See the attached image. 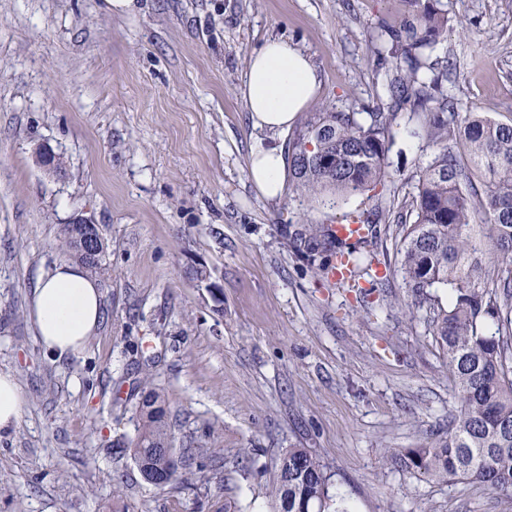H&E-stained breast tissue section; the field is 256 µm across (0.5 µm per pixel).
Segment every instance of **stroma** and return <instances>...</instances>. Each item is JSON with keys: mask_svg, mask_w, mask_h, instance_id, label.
<instances>
[{"mask_svg": "<svg viewBox=\"0 0 512 512\" xmlns=\"http://www.w3.org/2000/svg\"><path fill=\"white\" fill-rule=\"evenodd\" d=\"M448 92L512 119V0H441ZM409 0H0V374L18 384V424L0 432V512H271L283 454L311 449L351 512H512L479 483L401 468L442 439L459 403L424 309L374 251L383 286L344 288L291 242L304 224L370 208L366 196L276 199L248 180L254 129L242 98L266 38L309 55L313 112L385 104L381 26ZM399 111L387 156L411 196L433 149ZM48 146L64 176L42 168ZM108 244L103 321L75 354L42 347L28 315L40 278L68 254L73 219ZM201 263L209 282L189 275ZM163 390L188 480L146 484L126 444L136 406Z\"/></svg>", "mask_w": 512, "mask_h": 512, "instance_id": "35a3bbf8", "label": "stroma"}]
</instances>
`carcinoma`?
<instances>
[{
  "mask_svg": "<svg viewBox=\"0 0 512 512\" xmlns=\"http://www.w3.org/2000/svg\"><path fill=\"white\" fill-rule=\"evenodd\" d=\"M416 10L397 29L381 31L394 63L387 84L391 111L310 112L288 141V169L295 190L314 195L369 193L370 209L347 217L367 227L361 246L333 238L328 227L305 225L296 249L315 260L319 250L351 263L350 288L377 277L370 247L378 226L395 224L403 284L426 307L427 325L448 360L461 403L448 438L411 448L400 466L442 480L482 484L512 496V121L469 112L448 96V69L432 59L448 29L440 0H414ZM417 112L422 137L434 152L420 171L417 191L398 202L383 196L386 158L397 110ZM88 229L67 224L70 256L92 274L105 272V245L92 252ZM448 292L443 305L439 292ZM138 433L127 444L140 471L164 488L181 476L160 448L172 447L162 392L153 389L137 407ZM328 478L319 458L290 448L273 488L275 512H325Z\"/></svg>",
  "mask_w": 512,
  "mask_h": 512,
  "instance_id": "obj_1",
  "label": "carcinoma"
}]
</instances>
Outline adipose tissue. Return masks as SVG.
<instances>
[{
	"mask_svg": "<svg viewBox=\"0 0 512 512\" xmlns=\"http://www.w3.org/2000/svg\"><path fill=\"white\" fill-rule=\"evenodd\" d=\"M320 87L310 57L283 37H271L249 58L242 96L253 127L288 130L314 100ZM285 158L279 146L251 152L248 177L269 199L283 191ZM30 317L42 346L56 357L78 352L102 319L97 280L77 262L63 261L34 289Z\"/></svg>",
	"mask_w": 512,
	"mask_h": 512,
	"instance_id": "1",
	"label": "adipose tissue"
}]
</instances>
